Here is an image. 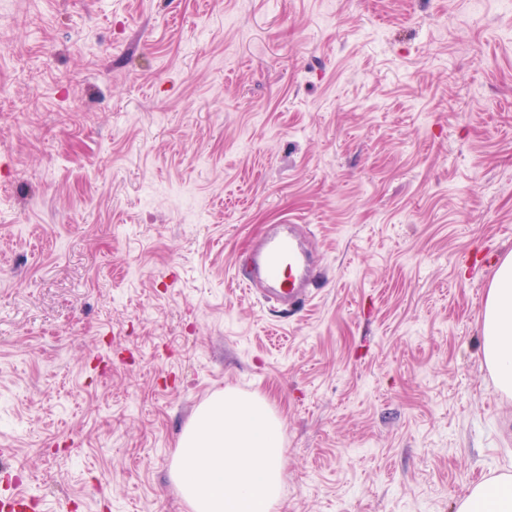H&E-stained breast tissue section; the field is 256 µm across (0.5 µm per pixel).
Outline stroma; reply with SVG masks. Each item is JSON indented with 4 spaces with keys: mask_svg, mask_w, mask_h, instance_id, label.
<instances>
[{
    "mask_svg": "<svg viewBox=\"0 0 512 512\" xmlns=\"http://www.w3.org/2000/svg\"><path fill=\"white\" fill-rule=\"evenodd\" d=\"M275 224L309 306L237 284ZM510 251L498 0H0V475L35 512H188L224 391L283 422L279 512H455L512 474ZM482 357L499 391L512 394V252L499 262L482 308Z\"/></svg>",
    "mask_w": 512,
    "mask_h": 512,
    "instance_id": "35a3bbf8",
    "label": "stroma"
}]
</instances>
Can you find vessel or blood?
<instances>
[{
	"label": "vessel or blood",
	"instance_id": "obj_1",
	"mask_svg": "<svg viewBox=\"0 0 512 512\" xmlns=\"http://www.w3.org/2000/svg\"><path fill=\"white\" fill-rule=\"evenodd\" d=\"M300 228L283 224L271 229L255 245L238 281L249 291L277 303L305 304L311 297L309 255L299 241ZM27 497L15 487L0 491V512H26Z\"/></svg>",
	"mask_w": 512,
	"mask_h": 512
}]
</instances>
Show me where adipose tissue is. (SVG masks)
Wrapping results in <instances>:
<instances>
[{
	"instance_id": "1",
	"label": "adipose tissue",
	"mask_w": 512,
	"mask_h": 512,
	"mask_svg": "<svg viewBox=\"0 0 512 512\" xmlns=\"http://www.w3.org/2000/svg\"><path fill=\"white\" fill-rule=\"evenodd\" d=\"M482 357L499 391L512 394V252L498 265L482 308ZM456 512H512V475L474 485Z\"/></svg>"
}]
</instances>
